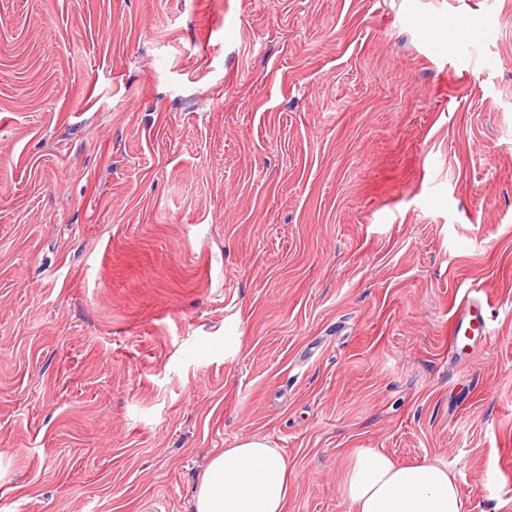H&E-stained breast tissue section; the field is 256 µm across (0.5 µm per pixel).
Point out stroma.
I'll return each instance as SVG.
<instances>
[{
    "label": "stroma",
    "mask_w": 512,
    "mask_h": 512,
    "mask_svg": "<svg viewBox=\"0 0 512 512\" xmlns=\"http://www.w3.org/2000/svg\"><path fill=\"white\" fill-rule=\"evenodd\" d=\"M248 436L286 512L357 448L512 512V0H0V512H193ZM478 295L470 296V292L465 294L457 303L454 304V313L452 321L453 342L455 343L460 336L465 321L469 324L474 319H480L482 330L485 331L486 323L483 317L485 307H490L491 297L482 292L475 291Z\"/></svg>",
    "instance_id": "35a3bbf8"
}]
</instances>
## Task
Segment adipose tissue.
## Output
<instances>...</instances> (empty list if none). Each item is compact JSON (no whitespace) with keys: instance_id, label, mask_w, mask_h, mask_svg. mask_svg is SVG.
Here are the masks:
<instances>
[{"instance_id":"obj_1","label":"adipose tissue","mask_w":512,"mask_h":512,"mask_svg":"<svg viewBox=\"0 0 512 512\" xmlns=\"http://www.w3.org/2000/svg\"><path fill=\"white\" fill-rule=\"evenodd\" d=\"M289 461L267 439L245 437L209 461L195 512H285ZM351 512H463L457 477L437 461L408 464L375 448L355 451L343 478Z\"/></svg>"}]
</instances>
